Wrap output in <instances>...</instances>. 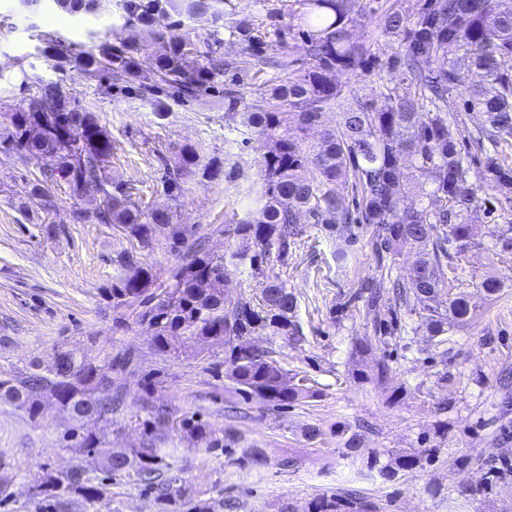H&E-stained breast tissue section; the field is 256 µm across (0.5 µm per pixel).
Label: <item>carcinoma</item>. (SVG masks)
<instances>
[{
	"label": "carcinoma",
	"instance_id": "carcinoma-1",
	"mask_svg": "<svg viewBox=\"0 0 512 512\" xmlns=\"http://www.w3.org/2000/svg\"><path fill=\"white\" fill-rule=\"evenodd\" d=\"M222 2L120 0L124 24L119 41L100 42L73 55L51 40L42 53L55 68L73 60L87 80L98 82L108 74L116 86L136 79L139 52L152 43L157 46L151 59L154 84L144 90L174 101L195 98L216 79L226 78L224 109L236 119L241 144L260 143L261 183L245 187L250 204L237 222L214 229L224 234V253L213 251L209 237L195 227L173 223L171 212L143 210L127 188L112 181L107 173L112 136L94 113L76 104L60 80L36 81L34 92L0 115L4 149L50 159L25 192L41 195L51 182L64 184L77 197L99 196L102 208L93 214L75 212L76 223L115 224L143 248L157 245L174 253L177 262L164 285L158 283L154 268L133 252L120 253L117 273L104 295L113 309H127L136 322L148 325L158 355L180 358L186 354L188 336L203 344L220 337L224 361L212 363L230 364L229 378L237 389L267 405L295 403L308 393L306 379L290 374L272 346L244 343L254 334L268 337L270 343L303 335L297 298L276 271L287 264L304 233L303 216L332 233L339 224L372 225V249L380 263L404 250L415 251L417 259L407 278L373 284L370 299H375L376 289H390L395 306L418 312L419 326L436 338V346L448 343L450 333L475 317L465 294L455 292L448 270L453 257L476 244L468 216L480 206L484 187L512 200V166L499 159L501 146L512 141V0H421L410 12L389 13L384 31L401 37L403 51L394 65L403 68L402 83L385 94L378 107L359 103L340 113L336 126L323 129L310 145L306 136L341 92L332 77L375 65L369 47L352 32L357 0H298L301 9L293 19L315 64L296 77L272 79L260 105L245 102L249 83L241 77L239 63L217 56L223 42L219 31L198 45L187 33L154 25L156 15L171 12L191 19L208 16L215 23L222 16ZM55 4L67 13L112 11V0ZM239 34L243 52L256 65L265 63L262 43L249 28H239ZM440 60L446 65L436 66ZM460 86L467 87L468 98L450 112L448 96ZM474 152L485 159L477 183ZM407 166L422 179L421 204L415 208L403 205ZM221 173L220 163L203 162L198 147L185 144L162 177L161 188L175 199L183 192V178L199 174L213 180ZM349 181L359 192L353 210L336 197V183ZM495 236L502 248H512L511 218L496 225ZM244 269L263 278L262 288L228 312L224 292L232 276ZM134 362L131 353L91 359L59 347L52 366L42 369L33 363L0 377V404L35 420L47 403H55L74 422L72 437L102 457L106 473L135 475L156 493L159 512H219L224 503L202 499L168 476L170 464L161 448L173 426L167 408L146 409L140 447H109L112 413L124 402ZM178 428L207 448L222 447L214 428L202 420L184 417ZM418 463L416 455L395 454L382 475L391 477ZM106 488L77 467L60 476H44L35 494L56 501L74 494L93 501ZM375 509L371 502L332 493L314 498L308 512Z\"/></svg>",
	"mask_w": 512,
	"mask_h": 512
}]
</instances>
